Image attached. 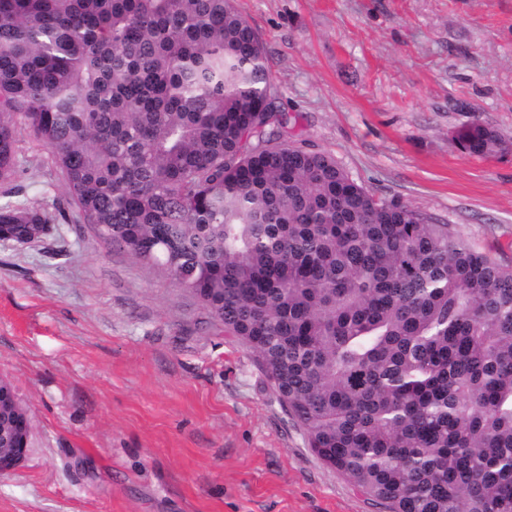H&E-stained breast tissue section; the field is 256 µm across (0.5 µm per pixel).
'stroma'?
<instances>
[{
    "label": "stroma",
    "mask_w": 512,
    "mask_h": 512,
    "mask_svg": "<svg viewBox=\"0 0 512 512\" xmlns=\"http://www.w3.org/2000/svg\"><path fill=\"white\" fill-rule=\"evenodd\" d=\"M298 140L512 267V0H235ZM0 204L66 208L30 131ZM32 415L0 512H384L309 447L252 353L191 294L85 224L0 240V381ZM453 141L463 153L480 158L502 157L512 152L511 143L494 127L478 119L456 131Z\"/></svg>",
    "instance_id": "obj_1"
}]
</instances>
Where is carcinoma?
Listing matches in <instances>:
<instances>
[{"mask_svg":"<svg viewBox=\"0 0 512 512\" xmlns=\"http://www.w3.org/2000/svg\"><path fill=\"white\" fill-rule=\"evenodd\" d=\"M297 119L234 0H0V184L30 130L76 221L206 307L386 512H512V268ZM453 141L512 152L478 119ZM56 221L5 203L0 239Z\"/></svg>","mask_w":512,"mask_h":512,"instance_id":"carcinoma-1","label":"carcinoma"}]
</instances>
